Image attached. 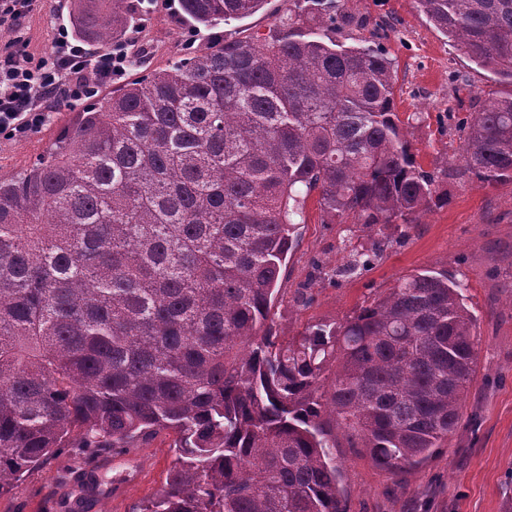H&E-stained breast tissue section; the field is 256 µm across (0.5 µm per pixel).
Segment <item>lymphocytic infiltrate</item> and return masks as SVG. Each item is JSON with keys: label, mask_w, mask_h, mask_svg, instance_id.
<instances>
[{"label": "lymphocytic infiltrate", "mask_w": 512, "mask_h": 512, "mask_svg": "<svg viewBox=\"0 0 512 512\" xmlns=\"http://www.w3.org/2000/svg\"><path fill=\"white\" fill-rule=\"evenodd\" d=\"M40 0H0V138L36 132L49 122L59 101L75 105L98 97L129 63L122 49L103 52L60 30L52 53L34 58L28 51L23 21Z\"/></svg>", "instance_id": "obj_1"}]
</instances>
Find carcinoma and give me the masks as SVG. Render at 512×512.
Here are the masks:
<instances>
[{"label":"carcinoma","instance_id":"cac0c4a2","mask_svg":"<svg viewBox=\"0 0 512 512\" xmlns=\"http://www.w3.org/2000/svg\"><path fill=\"white\" fill-rule=\"evenodd\" d=\"M265 0H182L219 26ZM508 91L456 122L460 176L512 182V0H415ZM99 44L132 0H75ZM338 8L292 0L257 44L196 51L86 103L31 166L0 176V494L62 448L176 435L139 512H345L337 434L407 472L456 431L475 380L476 316L421 270L339 322L273 336L281 268L316 191L324 216L377 236L330 268L361 275L448 205V158L403 134L393 62Z\"/></svg>","mask_w":512,"mask_h":512}]
</instances>
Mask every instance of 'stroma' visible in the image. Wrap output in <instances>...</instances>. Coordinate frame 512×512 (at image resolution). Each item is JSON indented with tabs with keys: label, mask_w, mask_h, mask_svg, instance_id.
I'll list each match as a JSON object with an SVG mask.
<instances>
[{
	"label": "stroma",
	"mask_w": 512,
	"mask_h": 512,
	"mask_svg": "<svg viewBox=\"0 0 512 512\" xmlns=\"http://www.w3.org/2000/svg\"><path fill=\"white\" fill-rule=\"evenodd\" d=\"M364 29L348 28L341 41L386 29L382 44L395 71L396 103L417 161L434 170L440 160L457 168L458 134L448 112L481 109L499 90L434 29L414 0H345ZM288 0H267L254 15L216 27L186 22L179 0H147L127 34V52L144 51L150 69L184 53L226 40L267 36ZM59 0H43L24 23L29 50L48 55L63 24ZM74 112L60 108L47 125L18 140L0 139V176L30 166ZM447 206L422 214L409 228H392L382 258L357 278L335 283L317 266L342 258L338 225L325 223L317 197L281 272L271 309L274 331L291 338L307 325L351 315L364 302L424 268L447 272L463 286L477 317V374L456 432L431 459L399 475L376 466L359 449L339 447V487L346 512H512V182L485 186L449 177ZM174 437L135 442L120 451L65 448L0 495V512H134L164 485L175 459Z\"/></svg>",
	"instance_id": "35a3bbf8"
}]
</instances>
